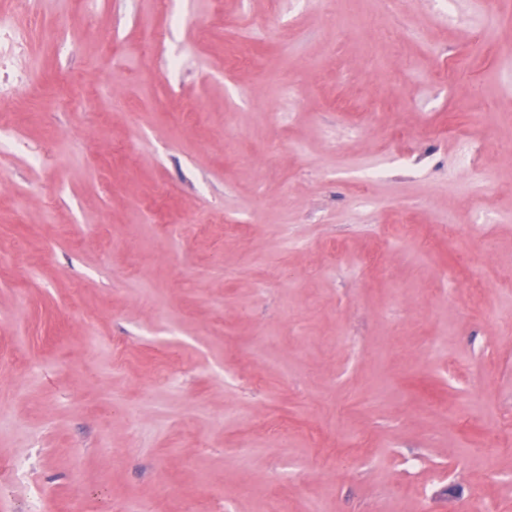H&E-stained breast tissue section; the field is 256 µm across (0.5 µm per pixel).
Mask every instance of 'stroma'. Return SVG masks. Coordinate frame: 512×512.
I'll return each instance as SVG.
<instances>
[{
    "instance_id": "obj_1",
    "label": "stroma",
    "mask_w": 512,
    "mask_h": 512,
    "mask_svg": "<svg viewBox=\"0 0 512 512\" xmlns=\"http://www.w3.org/2000/svg\"><path fill=\"white\" fill-rule=\"evenodd\" d=\"M1 7L6 512H512V0L478 42L433 0H365L395 41L347 0ZM472 112L463 194L432 128ZM17 24L9 13L0 12V38L12 40L14 50L17 54H26L28 51V41L24 36L16 32ZM455 132L459 137L467 139L470 143L469 151L464 156H461L458 161L459 166L469 170L475 180L484 181L485 173L480 166V155L482 151L481 141L470 137L465 123L457 125Z\"/></svg>"
}]
</instances>
